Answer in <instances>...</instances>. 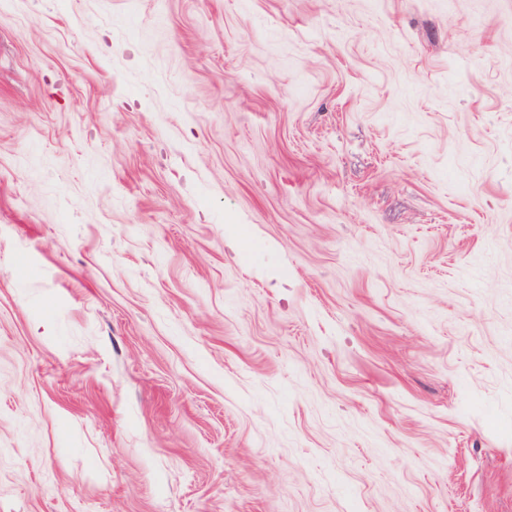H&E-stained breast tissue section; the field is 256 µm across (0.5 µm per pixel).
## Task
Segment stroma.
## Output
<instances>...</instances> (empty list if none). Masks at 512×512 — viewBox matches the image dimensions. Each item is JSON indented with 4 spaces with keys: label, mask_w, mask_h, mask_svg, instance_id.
Wrapping results in <instances>:
<instances>
[{
    "label": "stroma",
    "mask_w": 512,
    "mask_h": 512,
    "mask_svg": "<svg viewBox=\"0 0 512 512\" xmlns=\"http://www.w3.org/2000/svg\"><path fill=\"white\" fill-rule=\"evenodd\" d=\"M0 512H512V0H0Z\"/></svg>",
    "instance_id": "obj_1"
}]
</instances>
